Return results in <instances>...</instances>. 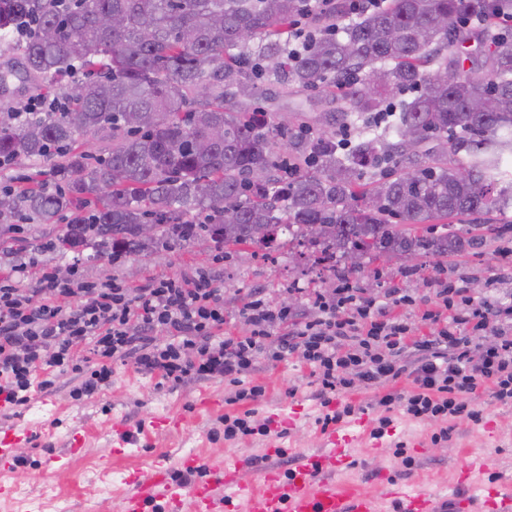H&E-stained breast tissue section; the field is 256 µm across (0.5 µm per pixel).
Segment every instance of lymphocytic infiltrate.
<instances>
[{
	"mask_svg": "<svg viewBox=\"0 0 512 512\" xmlns=\"http://www.w3.org/2000/svg\"><path fill=\"white\" fill-rule=\"evenodd\" d=\"M457 294V288L443 289L441 308L424 314L430 335L415 340L409 325L390 315L387 301L354 295L347 285L331 298L315 294L313 314L303 321H290L287 309L254 298L242 312L248 332L237 336L225 332L224 294L206 276L129 287L46 272L30 282L17 265L0 278V402L25 407L34 393L51 391L69 373L76 380L70 398H92L110 385L116 361L159 375L171 388L227 378L238 385V398L255 401L264 390L244 387L243 377L259 361L298 352L327 403L354 383L373 386L406 375L414 392L385 393L379 408L398 406L421 420L452 419L467 414L464 395L487 381L498 403L512 405V302L458 307ZM490 326L497 341L472 348L469 331ZM159 327L168 331L169 343L156 342ZM83 342L91 349L82 367L72 350Z\"/></svg>",
	"mask_w": 512,
	"mask_h": 512,
	"instance_id": "obj_1",
	"label": "lymphocytic infiltrate"
}]
</instances>
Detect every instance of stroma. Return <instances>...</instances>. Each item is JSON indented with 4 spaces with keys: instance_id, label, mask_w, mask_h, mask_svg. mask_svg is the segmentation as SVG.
<instances>
[{
    "instance_id": "1",
    "label": "stroma",
    "mask_w": 512,
    "mask_h": 512,
    "mask_svg": "<svg viewBox=\"0 0 512 512\" xmlns=\"http://www.w3.org/2000/svg\"><path fill=\"white\" fill-rule=\"evenodd\" d=\"M245 109L275 114L290 127L306 124L318 129L324 113L335 111L336 104L324 88L290 89L285 84L257 83L256 98L244 101ZM70 214H62L58 223L38 226L24 221L17 226L0 227V236L24 240L23 248L0 252V275L12 266L24 265L29 277L45 272H60L78 265L89 281L113 279L138 286L163 277L191 278L210 275L224 292V328L242 332L241 310L261 291L273 307L281 306L283 294H292V313L297 317L310 312L313 293H328L340 280H347L366 297L384 298L398 290L403 300L394 306L395 317L410 327L419 328L425 310L439 308L444 286L466 289L467 297L480 302L495 296L512 299V255L507 243L487 242L481 248L458 256L419 258L408 263L366 264L357 273L347 272L344 263L302 264L295 247L283 244L270 256H262L249 246L221 250L208 239L167 249L161 246L138 255L112 258L110 248L86 247L82 253H61L49 249L48 242L68 223ZM265 388L258 403L233 402L234 389L222 380H208L187 387L156 390L155 377L140 374L129 365H114L112 385L84 402L69 398V379L60 377L59 388L51 394L35 395L21 416L0 415V429H29L31 437L21 442L14 453L37 459L38 467L0 471V481L13 486L9 505L0 504V512H116L117 499L125 489L127 469L137 466L149 471L160 456L176 460L187 453L197 454L211 469L224 463L245 462L246 479L268 463L263 450L267 437L259 433L272 413L293 405L302 406L304 416L287 427L284 443L287 455L281 469H288L295 455H317L324 451L325 433L317 423L323 412L315 397L310 368L300 354L261 366L255 376ZM474 406L482 414L479 421L465 418L448 421H417L393 411V435L363 440L351 451L338 479L359 482L382 500V512H394L386 498L388 484L398 483L415 490L431 484L440 494L458 495L456 478L467 465H475L469 496H477L482 484L512 478V406L493 401L488 390H481ZM254 410V434L234 443L214 434L225 414ZM177 418V430L159 432L152 428L155 417ZM122 423L134 436L127 455L112 453L113 423ZM86 434L84 447L77 455L68 452L70 437L76 429Z\"/></svg>"
}]
</instances>
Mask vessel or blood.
<instances>
[{"label":"vessel or blood","mask_w":512,"mask_h":512,"mask_svg":"<svg viewBox=\"0 0 512 512\" xmlns=\"http://www.w3.org/2000/svg\"><path fill=\"white\" fill-rule=\"evenodd\" d=\"M367 428L366 418L360 416L347 427L329 432L325 454L297 456L290 479H283L276 466H266L256 483L248 486L247 512H378L371 492L333 478L336 470L345 466L350 449L363 440ZM26 436L23 430L0 431V467H12L13 450ZM197 463V456L186 454L173 464L164 458L155 461L146 476L136 469L129 471V489L119 499L117 512H144L151 501L163 503L165 512H224L233 504L231 489L244 486L242 464L221 468L212 480L189 487L171 482V466L187 470ZM387 496L395 503L396 512H512V489L500 484L483 486L477 497L460 495L449 501L425 488L408 492L392 487Z\"/></svg>","instance_id":"vessel-or-blood-1"}]
</instances>
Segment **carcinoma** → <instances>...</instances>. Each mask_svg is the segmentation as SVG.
I'll use <instances>...</instances> for the list:
<instances>
[{"mask_svg":"<svg viewBox=\"0 0 512 512\" xmlns=\"http://www.w3.org/2000/svg\"><path fill=\"white\" fill-rule=\"evenodd\" d=\"M301 14L312 36L299 44ZM466 19L483 22L476 35ZM23 21L33 30L20 60L0 66V86L43 88L76 67L86 80L44 112H0V168L41 158L64 183L51 191L30 177L4 191L0 212L38 224L72 212L56 238L66 250L137 254L206 237L272 252L288 234L317 262L371 259L382 246L446 256L483 244L456 222L512 208V34L494 32L512 22V0H385L358 12L350 0L328 10L321 0H0V42ZM260 58L298 88L337 86L333 125L417 95L389 135L368 131L344 151L328 127L302 138L235 109L256 95ZM92 134L112 138V151L81 150ZM284 134L291 172L277 151Z\"/></svg>","mask_w":512,"mask_h":512,"instance_id":"obj_1","label":"carcinoma"}]
</instances>
